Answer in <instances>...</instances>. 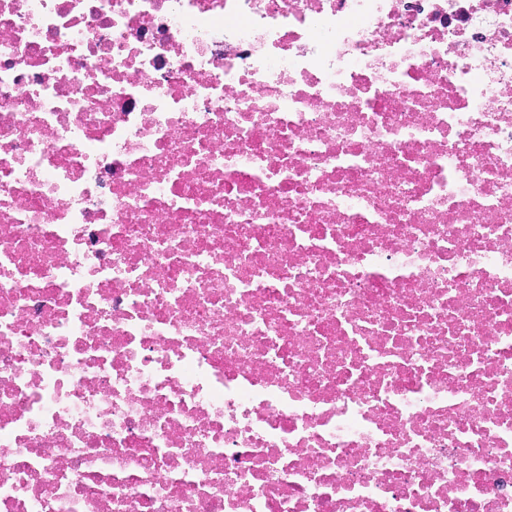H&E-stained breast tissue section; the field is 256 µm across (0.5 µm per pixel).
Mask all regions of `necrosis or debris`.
Listing matches in <instances>:
<instances>
[{"mask_svg": "<svg viewBox=\"0 0 512 512\" xmlns=\"http://www.w3.org/2000/svg\"><path fill=\"white\" fill-rule=\"evenodd\" d=\"M0 512H512V0H0Z\"/></svg>", "mask_w": 512, "mask_h": 512, "instance_id": "1", "label": "necrosis or debris"}]
</instances>
